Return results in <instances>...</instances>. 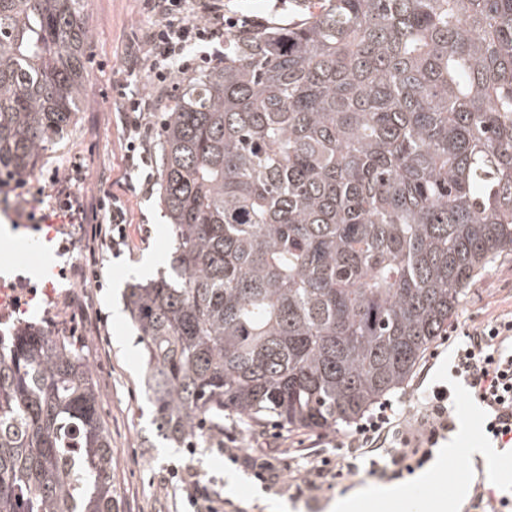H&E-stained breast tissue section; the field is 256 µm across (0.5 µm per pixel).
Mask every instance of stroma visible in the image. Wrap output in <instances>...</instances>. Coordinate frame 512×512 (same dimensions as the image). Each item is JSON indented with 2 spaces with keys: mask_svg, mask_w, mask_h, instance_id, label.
<instances>
[{
  "mask_svg": "<svg viewBox=\"0 0 512 512\" xmlns=\"http://www.w3.org/2000/svg\"><path fill=\"white\" fill-rule=\"evenodd\" d=\"M86 18L92 40L83 79L92 102L77 112L68 132L31 174L0 185V224L17 223L21 210L38 221L54 217L67 194L89 207L111 190L125 168L115 80L128 77L130 91L150 97L168 101L174 96L172 89L159 87L148 69H129L133 42L156 22L145 0H87ZM126 204L128 241L120 251L93 247L91 225H66L63 235L75 241L79 259L97 253V275L76 284L63 306L37 313L43 326L82 344L90 361L112 440V495L119 512H336L337 502L364 489L395 485L406 491L424 482L430 485L431 498H447L457 490L461 503H468L477 476L472 450L485 444L482 411L452 372L451 342L465 328L512 312V254L472 283L448 325L447 338L421 360L407 385L389 396L412 422L424 391L445 386L455 393V428L439 440L432 458L396 477H377L362 469L333 488L295 497L261 486L251 470L230 461L227 448H244L252 455L274 448L281 461L296 449L308 448L336 463L341 459L337 448L349 441L352 424L331 431L271 426L255 434L228 416L207 427L189 448L159 435L143 384V344L124 303L130 284L156 277L168 266L171 235L158 191L127 193ZM194 496L199 499L195 506L190 503Z\"/></svg>",
  "mask_w": 512,
  "mask_h": 512,
  "instance_id": "stroma-1",
  "label": "stroma"
}]
</instances>
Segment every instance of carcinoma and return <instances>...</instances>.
Here are the masks:
<instances>
[{
	"label": "carcinoma",
	"instance_id": "1",
	"mask_svg": "<svg viewBox=\"0 0 512 512\" xmlns=\"http://www.w3.org/2000/svg\"><path fill=\"white\" fill-rule=\"evenodd\" d=\"M87 0H0V178L89 102ZM170 266L125 295L176 444L323 430L401 388L512 253V0H318L224 37L172 99ZM0 512H118L77 341L0 337Z\"/></svg>",
	"mask_w": 512,
	"mask_h": 512
}]
</instances>
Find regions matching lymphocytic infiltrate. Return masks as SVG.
Returning <instances> with one entry per match:
<instances>
[{
  "mask_svg": "<svg viewBox=\"0 0 512 512\" xmlns=\"http://www.w3.org/2000/svg\"><path fill=\"white\" fill-rule=\"evenodd\" d=\"M157 22L142 38L140 56L157 82L174 83L178 74L187 71L194 62H208V54L198 60L187 57L189 48L199 43H223L226 34L246 32L254 26L249 16L226 12L224 0H148ZM119 114L125 129V159L130 171H138L148 163L150 126L146 114L151 103L146 96L128 92L126 80H119ZM109 207L87 209L83 204L64 201L69 220L79 224H92L100 237H107L110 226H123L128 221V211L123 195L110 193ZM453 372L462 377L471 398L490 408L491 415L483 422L484 434L491 441L502 442L512 435V316L496 315L474 328L465 329L463 339L454 350ZM451 392L439 387L428 396L419 421L420 435L398 434L387 450V464L365 457L362 449L373 434L389 424L393 413L391 405L380 407L356 427V433L347 443L343 467L331 470L326 457L305 454L289 458L275 465L258 459L250 464L267 489L293 491L301 495L331 486L333 480L343 479L360 466H367L369 473L377 474L390 469L402 474L412 464H424L431 456L442 433L448 430L451 417ZM302 468V480H285L286 471Z\"/></svg>",
  "mask_w": 512,
  "mask_h": 512,
  "instance_id": "obj_1",
  "label": "lymphocytic infiltrate"
}]
</instances>
